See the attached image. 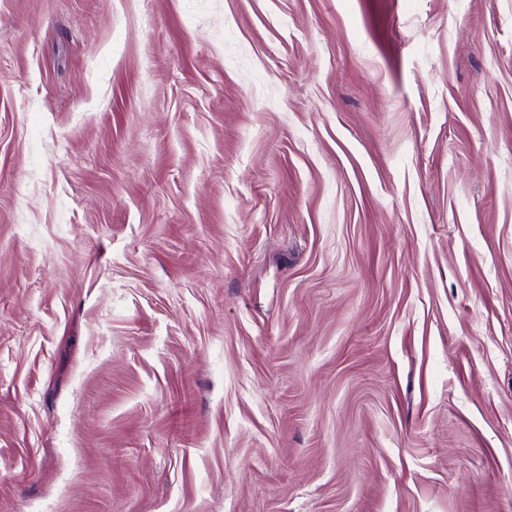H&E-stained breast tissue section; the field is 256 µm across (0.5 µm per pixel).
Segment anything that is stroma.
Masks as SVG:
<instances>
[{
	"instance_id": "obj_1",
	"label": "stroma",
	"mask_w": 512,
	"mask_h": 512,
	"mask_svg": "<svg viewBox=\"0 0 512 512\" xmlns=\"http://www.w3.org/2000/svg\"><path fill=\"white\" fill-rule=\"evenodd\" d=\"M0 512H512V0H0Z\"/></svg>"
}]
</instances>
